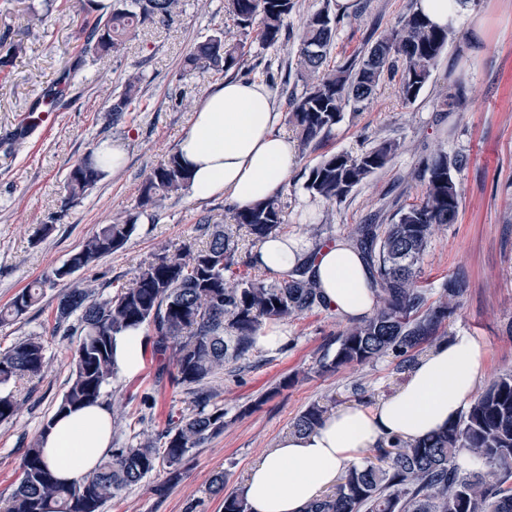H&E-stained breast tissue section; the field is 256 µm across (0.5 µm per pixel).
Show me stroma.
Listing matches in <instances>:
<instances>
[{
    "mask_svg": "<svg viewBox=\"0 0 512 512\" xmlns=\"http://www.w3.org/2000/svg\"><path fill=\"white\" fill-rule=\"evenodd\" d=\"M51 2L0 0V36L23 40L26 46L19 57L0 48V139L50 89L65 87L52 125L33 130L17 150L0 146V308L68 259L115 214L135 206L145 175L176 153L196 107L224 79L220 73L183 75L185 57L206 35L240 36L224 12V0H182L173 20L141 28L124 51L86 62L73 74L68 67L85 40L84 16L72 8L53 10ZM360 3L336 32L331 65L344 64L413 8V0ZM325 5L326 0H298L283 45H252L249 78L261 82L266 72L275 74L271 91L279 112H287L288 94L301 86L294 55L303 25ZM472 9L481 39L452 34L414 103L403 102L399 81L392 78L380 84L366 108L345 111L325 141L298 152L281 197L288 234L305 236L310 225L321 224L322 241L341 240L352 226L371 223L393 205L418 202L423 165L437 151L464 156L466 164L455 175L457 221L435 230L420 280L436 289L456 274L466 275L462 306L448 320L447 337L467 335L482 346L478 386L483 389L512 370V0H474ZM33 10L48 13L47 28L28 26ZM133 73L142 77L141 93L120 122L108 123L106 113ZM384 140L400 142L402 151L344 202L330 203L305 190L310 169L324 155H356ZM105 141L123 147L124 166L108 173L79 202L64 203L69 171ZM234 212L224 198L197 200L183 191L161 209L144 211L121 249L76 277L91 288L116 293L143 262L185 242L203 244L198 223L229 224ZM60 293L57 287L45 289L36 306L0 327V352L30 337L41 338L46 347L41 375L17 384L18 414L0 422V498L15 487L27 448L54 413L72 374L75 339L52 332ZM344 326L331 311L281 323L285 350L260 349L241 361L237 375L210 379L216 402L224 408L223 431L194 450L177 479L154 473L110 500L104 512H224L222 498L209 492L214 475L223 473L227 490L242 487L252 465L291 432L308 406L334 398L343 406L372 407L395 394L408 374L397 371L390 357L317 372L325 345ZM157 365L153 355H146L142 375L119 377L110 385L104 403L119 421L118 443L155 438L170 412L188 408L189 397L181 389L155 390ZM150 391L156 402L148 409L141 398ZM161 483L164 493L155 494Z\"/></svg>",
    "mask_w": 512,
    "mask_h": 512,
    "instance_id": "stroma-1",
    "label": "stroma"
}]
</instances>
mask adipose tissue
<instances>
[{
	"label": "adipose tissue",
	"mask_w": 512,
	"mask_h": 512,
	"mask_svg": "<svg viewBox=\"0 0 512 512\" xmlns=\"http://www.w3.org/2000/svg\"><path fill=\"white\" fill-rule=\"evenodd\" d=\"M414 9L439 29L460 33L472 27L463 0H415ZM281 121L266 85L238 79L217 85L178 144L193 197L221 195L240 209L275 197L296 161L293 141L278 131ZM253 262L280 278L306 267L329 309L346 321H362L376 308L371 273L350 241L323 246L273 234ZM114 360L122 377L142 372V331L115 336ZM482 364L479 345L456 337L419 360L398 392L375 407L347 405L310 433L288 434L248 473L243 490L251 512H303L344 470L361 466L380 437L419 440L446 429L474 394ZM111 436L107 407L87 405L55 418L43 438V456L61 481L78 483L97 470Z\"/></svg>",
	"instance_id": "ef3b65f1"
}]
</instances>
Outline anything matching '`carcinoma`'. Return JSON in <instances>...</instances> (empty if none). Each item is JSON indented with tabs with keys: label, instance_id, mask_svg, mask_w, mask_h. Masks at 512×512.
<instances>
[{
	"label": "carcinoma",
	"instance_id": "1",
	"mask_svg": "<svg viewBox=\"0 0 512 512\" xmlns=\"http://www.w3.org/2000/svg\"><path fill=\"white\" fill-rule=\"evenodd\" d=\"M180 6L181 0H111L105 14L85 24L87 38L76 65H83L86 56L101 60L120 52L140 27L171 21ZM296 6L297 0H224V11L243 38L231 41L222 32L204 37L185 58L184 69L251 72L249 29L260 21L261 44L278 46ZM341 22L340 15L325 7L308 16L300 36L295 65L303 91L290 96L288 123L303 150L327 138L346 108L357 112L367 107L387 75H400V97L415 102L448 44L447 31L411 12L370 47L334 67L328 56ZM140 92L141 77L128 76L108 110L109 121L120 120ZM400 150V143L386 140L356 156L325 155L310 170L304 188L314 198L341 202ZM464 164L462 155L437 153L424 169L426 188L419 202L397 207L387 224L352 229L351 240L374 276L377 307L371 317L336 334V350L324 351L317 372L390 355L399 359V367L410 368L415 353L446 335V322L466 290V276L443 282L436 298L433 289L419 285V277L435 227L457 219L454 173ZM105 174L93 155L86 156L67 176L66 200L82 199ZM190 182L189 170L175 154L147 173L136 207L116 215L45 279L1 308L0 325L16 321L38 304L45 287L67 281L121 249L144 210L161 207L172 195L189 189ZM233 219L232 226L199 224L205 245L189 242L167 251L144 264L113 296L104 297L78 281L63 290L53 332L62 330L78 341L73 373L55 413L104 399L117 376L113 338L128 330L146 332L145 345L159 362L157 385L186 391L190 408L169 416L157 436L161 447L148 439L114 448L98 471L79 484L59 481L42 457L40 442H34L26 450L16 487L0 500V512H103L109 500L155 472L163 469L169 479L176 478L193 449L224 429V409L215 402L208 380L252 355L267 325L326 308L304 268L274 282L236 270L241 264L253 266L239 261L236 228L246 227L257 240L283 232L288 224L281 197L239 210ZM44 363L45 345L31 337L0 353V385L36 377ZM18 411L13 392L0 395V421ZM327 412L318 402L308 406L294 421V432L313 430ZM212 488L224 495V512H249L243 491H225L224 473L215 474ZM304 512H512V372L499 375L474 397L447 430L413 442L398 436L380 438L361 467L346 470L336 486L307 504Z\"/></svg>",
	"mask_w": 512,
	"mask_h": 512
}]
</instances>
